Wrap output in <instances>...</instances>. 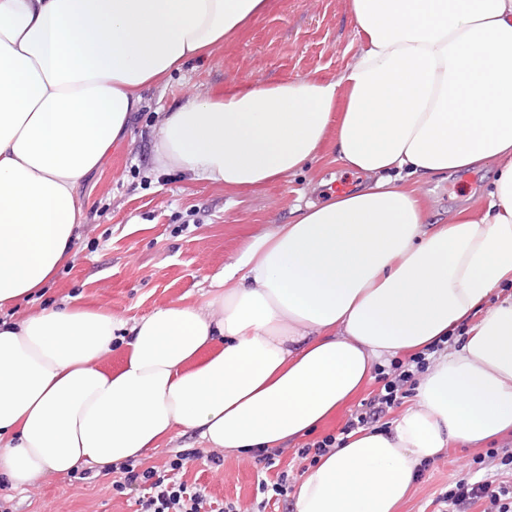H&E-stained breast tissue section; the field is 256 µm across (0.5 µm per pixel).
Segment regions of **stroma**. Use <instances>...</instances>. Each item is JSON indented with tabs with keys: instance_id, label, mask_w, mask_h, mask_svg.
Here are the masks:
<instances>
[{
	"instance_id": "1",
	"label": "stroma",
	"mask_w": 512,
	"mask_h": 512,
	"mask_svg": "<svg viewBox=\"0 0 512 512\" xmlns=\"http://www.w3.org/2000/svg\"><path fill=\"white\" fill-rule=\"evenodd\" d=\"M351 0H270L266 12L241 34L203 60L189 62L143 92V105L129 134L113 145L78 196L85 215L73 243L74 260L61 266L36 302L0 309L1 321L24 319L35 304L79 299L93 309L134 323L155 309L198 302L214 274L233 261L251 237L288 223L297 204L333 199L337 181L360 186L364 178L336 163L332 148L296 174L248 194L229 197L222 186L195 182L158 165L154 142L162 111L197 94L241 83H274L298 75L333 78L349 64L360 37ZM494 178L493 166L435 180L408 178L424 201L429 222L446 221L468 208L479 214ZM288 443L278 469L258 458L214 452L189 430H174L143 466L165 470L176 455L187 456L182 480L204 486L217 504L253 512L259 480L288 470L298 483L305 461ZM478 448H451L422 468L397 512H437L436 499L462 477L474 476ZM219 463H211V456ZM118 473L80 468L48 475L39 487L16 490L0 480V502L10 512H135L132 496L117 493Z\"/></svg>"
}]
</instances>
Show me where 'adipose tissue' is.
<instances>
[{
  "label": "adipose tissue",
  "instance_id": "obj_1",
  "mask_svg": "<svg viewBox=\"0 0 512 512\" xmlns=\"http://www.w3.org/2000/svg\"><path fill=\"white\" fill-rule=\"evenodd\" d=\"M361 41L336 78L195 96L161 116L163 167L262 188L317 158L364 174L248 240L200 304L132 326L71 303L0 323V475L15 488L107 472L181 428L264 452L312 434L376 366L460 336L390 429L308 467L295 512H396L423 464L512 433V0H351ZM268 0H0V308L73 257L80 187L143 90L203 59ZM496 163L479 217L426 221L402 175ZM127 352L103 366L115 341Z\"/></svg>",
  "mask_w": 512,
  "mask_h": 512
}]
</instances>
